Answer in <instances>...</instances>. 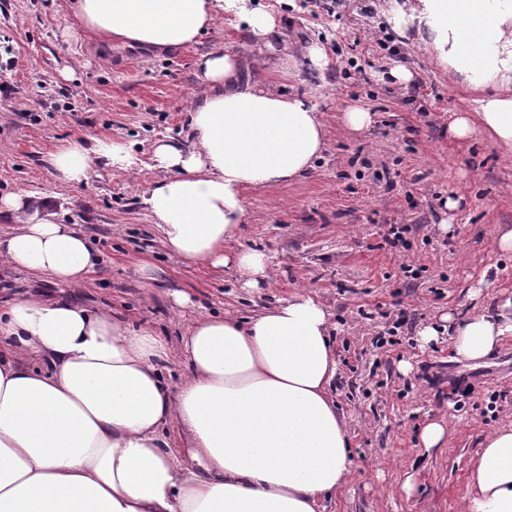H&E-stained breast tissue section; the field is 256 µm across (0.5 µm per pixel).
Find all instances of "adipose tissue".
<instances>
[{
    "label": "adipose tissue",
    "instance_id": "adipose-tissue-1",
    "mask_svg": "<svg viewBox=\"0 0 512 512\" xmlns=\"http://www.w3.org/2000/svg\"><path fill=\"white\" fill-rule=\"evenodd\" d=\"M80 25L103 43L171 50L230 16L257 61L288 63L278 20L252 0H74ZM423 27L435 62L478 96L451 134L482 129L512 151V0H407L397 20ZM205 86L190 114L192 145L153 149L162 176L145 204L167 248L190 265L233 266L242 290L269 278L267 255L230 250L245 194L292 182L325 147L306 93L241 80L239 55L198 61ZM129 171L126 143H69L50 156L57 177L88 184L97 162ZM17 223L0 260L68 285L98 254L73 224L40 215L29 195L0 197ZM332 314L310 291L246 318L204 315L180 336L187 372L170 390L172 350L153 329L109 308L38 295L0 306V512H322L353 465L329 386L336 374ZM456 360L484 359L512 336V314L453 320ZM182 447H175L174 438ZM465 512H512V428L487 437L473 461Z\"/></svg>",
    "mask_w": 512,
    "mask_h": 512
}]
</instances>
